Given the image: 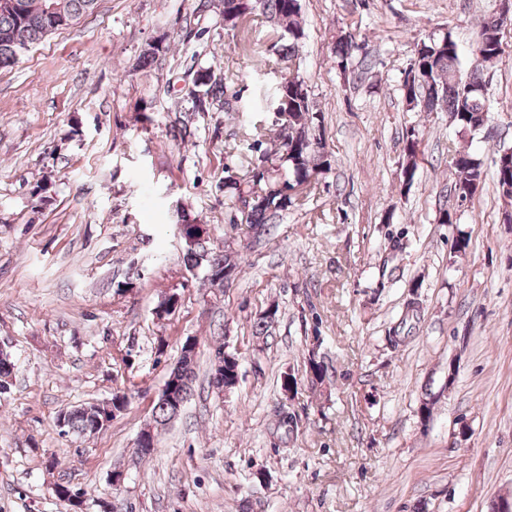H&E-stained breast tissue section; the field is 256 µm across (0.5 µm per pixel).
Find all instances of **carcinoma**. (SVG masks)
<instances>
[{"instance_id":"carcinoma-1","label":"carcinoma","mask_w":512,"mask_h":512,"mask_svg":"<svg viewBox=\"0 0 512 512\" xmlns=\"http://www.w3.org/2000/svg\"><path fill=\"white\" fill-rule=\"evenodd\" d=\"M17 2V10H0V68L16 64L22 53L51 34L54 27L45 10L49 0ZM54 3L61 7L64 16L76 19L93 13L97 6V0H54ZM221 4L226 27L245 32L251 29V22L263 17L280 32L279 40L288 42V50L280 61L294 63L304 38L300 0H221ZM501 46L495 19L485 21L477 34L475 49L492 64L503 52ZM358 49L360 45L354 36L339 37L334 52L337 64L347 66L348 59ZM458 60L457 45L448 34L417 42L411 67L420 78L404 80L402 98L409 111L446 112L460 130L478 131L488 122L485 95L474 90L481 73L472 69L467 79H461L457 76ZM227 91L224 79L207 70L196 72L189 92L190 111L199 115L216 107L230 106ZM271 106L280 121L278 148L273 152L262 149V129L253 127L245 134L252 140L250 150L255 152V156L249 158L246 177L239 179L229 175L224 178V206L234 213L230 222L244 224L251 231L260 228L266 233L277 216L295 206L289 190L299 184L312 185L331 167L327 155L321 152L320 142L310 133L317 113L312 111L307 86L299 75L285 76L276 83ZM417 154L418 139L412 130L406 134L400 173L401 182L407 186L413 184L417 175ZM449 165L454 170L455 191L462 200L470 199L481 183L480 163L470 153L457 151L451 155ZM496 181L499 198L504 205L512 206V169L497 167ZM184 260L191 268L203 266L207 274L227 268L236 275L240 273L235 254L227 250L217 252L210 248L207 240H199L195 247L187 249ZM221 353L222 348L215 349V354ZM305 367L311 385L323 383L327 367L320 344L306 347ZM239 369V357L224 354V385L235 386ZM66 413V427L60 434L83 436L101 416V407L97 404L74 407Z\"/></svg>"}]
</instances>
